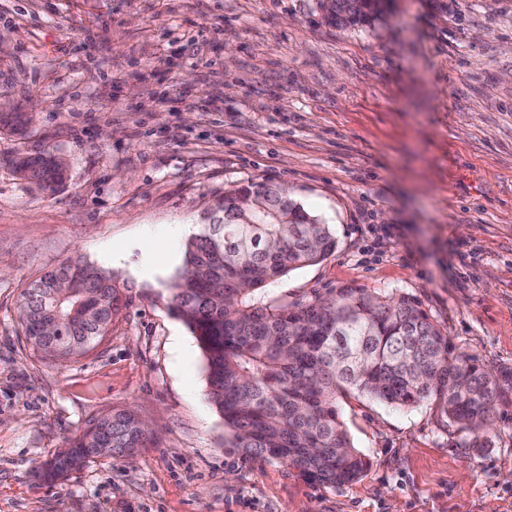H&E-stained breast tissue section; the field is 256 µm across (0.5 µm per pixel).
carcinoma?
Wrapping results in <instances>:
<instances>
[{"label":"carcinoma","instance_id":"carcinoma-1","mask_svg":"<svg viewBox=\"0 0 512 512\" xmlns=\"http://www.w3.org/2000/svg\"><path fill=\"white\" fill-rule=\"evenodd\" d=\"M337 25L365 24L383 12L382 0H330ZM14 171L44 190L63 184L65 162L51 154H19ZM267 212L244 211L236 196L217 197L186 244L184 267L172 284L169 312L196 336L206 358L209 398L247 457L282 462L304 479L344 486L368 462L338 420L337 395L356 390L395 407L431 401L455 424L482 430L496 405L512 402V372L494 374L456 352L448 337L409 294L381 295L343 286L306 303H288L270 285L316 265L336 249L328 224L286 190L272 188ZM66 277V288H56ZM33 303L26 336L42 354H85L120 309L108 272L89 264L62 266L23 293ZM112 455L144 447L133 415L93 420L69 444L72 463L56 452L41 468L54 482L97 456L102 438Z\"/></svg>","mask_w":512,"mask_h":512}]
</instances>
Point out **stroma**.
<instances>
[{"label": "stroma", "mask_w": 512, "mask_h": 512, "mask_svg": "<svg viewBox=\"0 0 512 512\" xmlns=\"http://www.w3.org/2000/svg\"><path fill=\"white\" fill-rule=\"evenodd\" d=\"M20 151L63 157L66 182L20 178ZM250 183L336 235L277 295L410 294L457 352L512 370V0H388L355 27L322 0H0V512H512V404L474 448L431 404L346 394L369 468L336 488L232 447L168 302L213 195ZM77 260L122 308L59 363L19 304ZM118 410L149 423L146 447L40 477Z\"/></svg>", "instance_id": "1"}]
</instances>
